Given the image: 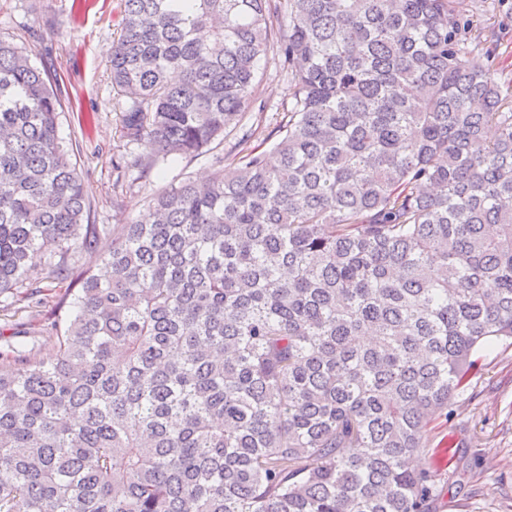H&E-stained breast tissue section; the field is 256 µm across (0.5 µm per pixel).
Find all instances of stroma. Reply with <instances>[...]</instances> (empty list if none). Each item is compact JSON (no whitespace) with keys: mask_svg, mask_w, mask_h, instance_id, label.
<instances>
[{"mask_svg":"<svg viewBox=\"0 0 512 512\" xmlns=\"http://www.w3.org/2000/svg\"><path fill=\"white\" fill-rule=\"evenodd\" d=\"M462 17L478 20L492 37L490 54L473 64L512 80V0H455ZM121 0H0V39L26 48L33 66L51 73L62 99L59 136L70 151L91 206L94 224L134 222L150 198L184 179L212 175L223 153L214 148L177 157L152 171L136 160L141 146L121 134L124 100L112 88L109 60L119 35ZM268 121L281 118L294 88L274 64L260 86ZM122 195L124 207L112 200ZM64 285L44 281L36 303L0 295V344L38 348L52 336ZM420 468L432 475L434 512H512V345L482 353L479 371L449 415L428 431Z\"/></svg>","mask_w":512,"mask_h":512,"instance_id":"35a3bbf8","label":"stroma"}]
</instances>
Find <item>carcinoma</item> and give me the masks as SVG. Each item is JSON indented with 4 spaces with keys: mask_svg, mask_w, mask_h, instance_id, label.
I'll return each mask as SVG.
<instances>
[{
    "mask_svg": "<svg viewBox=\"0 0 512 512\" xmlns=\"http://www.w3.org/2000/svg\"><path fill=\"white\" fill-rule=\"evenodd\" d=\"M455 0H122L112 87L151 169L233 144L105 229L60 97L0 40V294L69 288L0 369V512H430L415 465L512 341V87ZM74 253L101 257L103 281ZM260 92L262 98L271 108L266 113L268 119L267 124L269 121L275 123V119H281L283 116L281 112H286L288 105L292 101L294 92L293 85L288 82V77L280 73L279 69L270 62L265 68Z\"/></svg>",
    "mask_w": 512,
    "mask_h": 512,
    "instance_id": "obj_1",
    "label": "carcinoma"
}]
</instances>
